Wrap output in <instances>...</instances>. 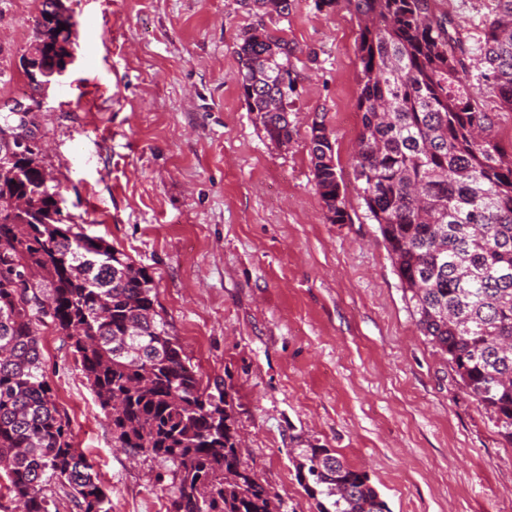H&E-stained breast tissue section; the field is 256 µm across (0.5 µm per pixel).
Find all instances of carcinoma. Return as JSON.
I'll return each mask as SVG.
<instances>
[{"label": "carcinoma", "instance_id": "obj_1", "mask_svg": "<svg viewBox=\"0 0 512 512\" xmlns=\"http://www.w3.org/2000/svg\"><path fill=\"white\" fill-rule=\"evenodd\" d=\"M362 17L353 159L356 188L390 255L420 333L448 359L466 393L512 445V154L468 92L478 85L512 110V0H493L476 49L432 0H346ZM256 23L239 34L237 81L268 139L292 137L294 46L271 27L288 0H242ZM41 67L58 68L56 16L35 20ZM315 186L333 224L339 198L324 116L310 127ZM32 196L31 214L10 212ZM37 155L0 168V512H112L74 446L70 422L41 366L39 327L67 341L118 448L174 467L169 512H275L271 491L241 460L231 395L203 383L159 310L154 281L123 251L71 223ZM296 478L316 512H389L368 475L335 450L294 437Z\"/></svg>", "mask_w": 512, "mask_h": 512}]
</instances>
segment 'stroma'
Instances as JSON below:
<instances>
[{"instance_id": "35a3bbf8", "label": "stroma", "mask_w": 512, "mask_h": 512, "mask_svg": "<svg viewBox=\"0 0 512 512\" xmlns=\"http://www.w3.org/2000/svg\"><path fill=\"white\" fill-rule=\"evenodd\" d=\"M72 61L34 112L64 213L144 267L174 336L236 406L243 462L285 512H316L289 436L366 471L390 512H512V446L422 336L354 188L360 21L345 0H289L292 138L271 142L237 82L241 0H62ZM467 45L489 0H437ZM42 0H0V113L31 94L22 60ZM316 61H309V53ZM335 139L349 219L330 223L309 126ZM42 367L112 512H167L171 463L114 447L63 337Z\"/></svg>"}]
</instances>
